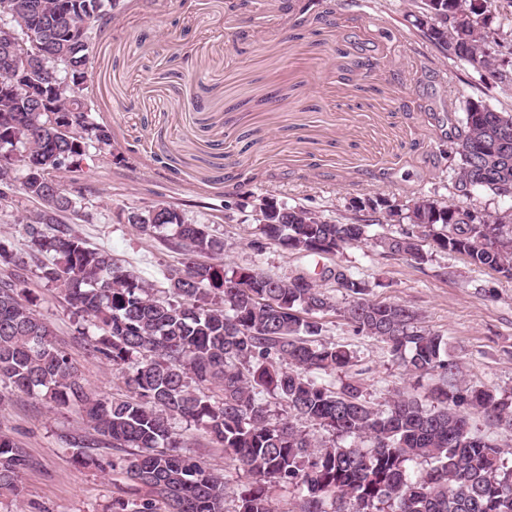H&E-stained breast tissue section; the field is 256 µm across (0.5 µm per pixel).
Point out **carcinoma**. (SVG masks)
Here are the masks:
<instances>
[{
  "label": "carcinoma",
  "instance_id": "cac0c4a2",
  "mask_svg": "<svg viewBox=\"0 0 512 512\" xmlns=\"http://www.w3.org/2000/svg\"><path fill=\"white\" fill-rule=\"evenodd\" d=\"M21 2L32 6L23 16L34 33L32 59L18 82L0 60V172L6 166L21 172L25 193L37 200L44 185L29 163L52 167L50 159L61 158L65 170L92 139L112 145V130L78 107L60 108L72 119L69 137L43 135L33 125L35 99L57 101L44 67L59 60V78L85 74L90 49L69 41L66 19L86 0ZM418 8L423 16L460 19L448 28L415 18L442 53L496 72L479 0H420ZM502 122L512 124V113L467 100L458 169L471 187L512 199V143L490 174L472 151L491 142ZM72 207L61 188L54 207L39 208L24 224L36 273L90 317L97 333L86 335L89 350L121 375L126 394L108 398L86 386L50 325L21 298L28 263L0 245V263L12 268L0 279V397L14 389L75 406L97 435L124 452L112 460V470L148 494L115 500L113 512H225L224 478L182 452L176 421L201 428L251 476L234 512H277L274 488L296 496L297 512H512V465L471 423L479 414L512 432V398L463 382L458 361L446 357L444 337L420 326L410 306L368 299L366 284L346 272L335 278L348 296L342 313L354 330L379 339L392 360L427 381L424 394L399 390L379 409L359 386L348 382L337 389L325 380L348 371L354 356L318 340L323 324L316 314L335 309L321 288L273 277L256 265L226 268L194 260L223 255L224 241L161 203L160 222L139 228L146 234L172 230V244L192 260L169 272L160 291L70 230L47 233ZM309 220V211L285 206L272 223L257 225L254 249L272 240L324 256L367 240L365 224ZM387 220L406 225L376 242L387 254L423 263L425 236L433 248L512 280V207L501 213V223L485 224L469 209L418 197L409 207L388 206ZM273 399L281 411L271 409ZM301 421L327 431L329 440L315 441ZM25 465L24 449L1 434L0 496L18 494Z\"/></svg>",
  "mask_w": 512,
  "mask_h": 512
}]
</instances>
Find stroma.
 <instances>
[{
    "mask_svg": "<svg viewBox=\"0 0 512 512\" xmlns=\"http://www.w3.org/2000/svg\"><path fill=\"white\" fill-rule=\"evenodd\" d=\"M122 0L92 41L85 92L93 116L112 130L110 153L57 179L75 206L61 220L89 246L108 249L159 286L186 256L169 240L127 223L129 212L165 202L225 244L226 266L255 265L288 277L341 266L366 283L370 299L412 307L444 336L466 379L512 393V280L461 254L429 250L425 263L367 244L321 258L279 245L255 251V208L269 196L324 219L363 223L353 198L378 193L398 204L427 196L501 211L512 201L456 191L450 137L467 98L512 109V0H485L499 77L443 56L411 24V0ZM0 204V245L23 256L21 225L38 204L20 181ZM323 287L338 307L344 290ZM25 296L50 324L87 386L125 391L110 365L88 351L63 294L29 275ZM336 311L322 338L346 346L354 366L330 383H357L384 407L395 390L417 387L384 343L357 334ZM184 453L226 482L225 509L249 481L196 427L179 422ZM77 408L13 392L0 401V433L27 455L19 495L0 512H112L115 499L143 497L121 474L84 461L67 438L88 433Z\"/></svg>",
    "mask_w": 512,
    "mask_h": 512,
    "instance_id": "obj_1",
    "label": "stroma"
}]
</instances>
